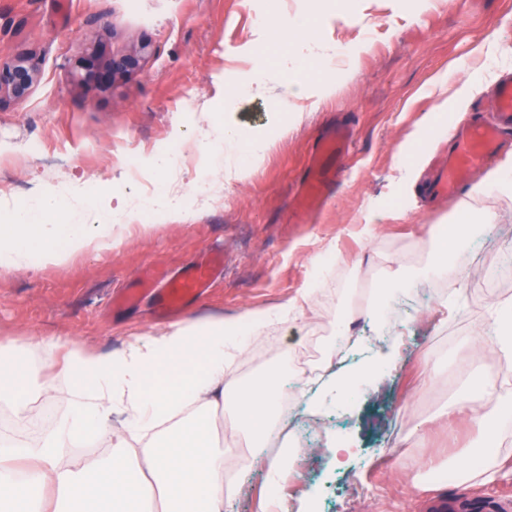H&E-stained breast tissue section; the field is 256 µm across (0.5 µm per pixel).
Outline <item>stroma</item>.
<instances>
[{
  "label": "stroma",
  "mask_w": 512,
  "mask_h": 512,
  "mask_svg": "<svg viewBox=\"0 0 512 512\" xmlns=\"http://www.w3.org/2000/svg\"><path fill=\"white\" fill-rule=\"evenodd\" d=\"M259 13L313 22L329 42L368 46L357 74L301 101L300 119L283 136L274 133L283 118L267 98L227 95L231 84L250 79L260 54L279 60L269 32L254 23ZM99 39L116 53L146 41L153 53L114 88L89 90L73 69ZM483 47L512 70V0H347L342 9L336 0H0V59L33 51L40 62L28 97L0 106V220L7 204L28 201L40 182L67 196L108 182L146 200L173 181L186 212L162 220L147 208L114 248L0 273V339L66 336L105 352L159 332L169 322L156 316L152 299L116 310V296L148 266L176 272L214 251L224 268L181 317L229 318L319 290L296 324L261 332L270 354L236 361L235 372L251 379L290 351L322 349L342 295L362 272L382 279L402 265L416 274L434 257L429 225L487 212L493 220L464 245L468 273L449 298L425 302L422 280L394 287L385 297L401 313L392 337L379 339L367 319L354 323L352 335L375 337L398 361L384 370L381 393L362 385L324 406L312 426L314 450L287 492L292 502L309 496L315 512H426L438 499L512 493V429L481 437L459 420L421 437L426 420L446 412L457 392L496 379L504 364L477 339L489 329L491 305L512 302V287L487 293L478 283L512 255V195L429 196L425 185L436 157L452 148L448 138L419 150L413 187L396 182L400 146L439 98L483 65ZM225 117L244 134L275 136L260 160L237 155L242 173L233 180L223 176V159L200 152L206 132ZM340 122L351 124L353 138L337 183L319 208L298 213L310 157ZM32 142L41 153L27 152ZM163 152L170 167L160 175L151 161ZM201 181L210 185L204 196L191 189ZM372 209L386 217L367 236ZM329 435L350 442L346 466L321 456ZM485 445L497 448L504 468L486 483L461 477L457 455ZM265 479V465H252L224 512H259Z\"/></svg>",
  "instance_id": "obj_1"
}]
</instances>
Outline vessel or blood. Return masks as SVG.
<instances>
[{
	"label": "vessel or blood",
	"mask_w": 512,
	"mask_h": 512,
	"mask_svg": "<svg viewBox=\"0 0 512 512\" xmlns=\"http://www.w3.org/2000/svg\"><path fill=\"white\" fill-rule=\"evenodd\" d=\"M497 112L493 121L477 125L460 135L452 152L439 163L431 180L432 193L443 197H457L466 190V173L484 163L498 148L502 138L512 132V77L501 81L495 91ZM351 141L347 128H336L323 137L313 156L306 185L303 204L307 207L319 205L333 184L336 173L331 160L341 159ZM223 257L218 253L207 254L194 261L188 268L162 280L144 276L137 280L134 288L122 296L125 305H135L142 297H152L157 315L165 317L180 311L187 302L202 296L214 277L223 269Z\"/></svg>",
	"instance_id": "1"
}]
</instances>
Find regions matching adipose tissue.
I'll use <instances>...</instances> for the list:
<instances>
[{
  "label": "adipose tissue",
  "instance_id": "adipose-tissue-1",
  "mask_svg": "<svg viewBox=\"0 0 512 512\" xmlns=\"http://www.w3.org/2000/svg\"><path fill=\"white\" fill-rule=\"evenodd\" d=\"M267 28L274 40L318 60L324 90L354 74L353 65H338L339 47L319 41L311 25L271 20ZM496 77L495 67L483 66L480 81H465L442 99L420 134L400 149L399 162L431 137L450 131V118L467 111L481 82ZM65 203L47 187L12 208L0 225V272L57 264L117 246L142 215L141 206L125 197L106 213L83 198L73 208L75 223H53ZM315 300L316 291L309 288L273 311L175 323L157 335L135 337L116 351H92L58 336H41L33 351L50 356L65 349L64 367L59 377H34L23 384L16 380L12 344L0 340L1 405L20 421L37 400L58 399L66 405L42 441L0 442V512H224V450L213 422L218 390L231 393L234 426L261 448L279 423L282 392L305 400L314 414L326 397L342 399L361 382L379 381L381 370L394 360L371 351L363 362L338 368L313 396L306 393L312 380L303 373L279 369L241 383L230 365L246 356L250 338L270 322L297 319ZM488 397L500 407V425L512 424V389L489 383L460 394L450 413L488 431L490 423L480 411ZM91 441L104 448L103 456L89 461L71 457V449ZM296 460L284 450L268 461L263 512H290L283 489L296 476Z\"/></svg>",
  "mask_w": 512,
  "mask_h": 512
}]
</instances>
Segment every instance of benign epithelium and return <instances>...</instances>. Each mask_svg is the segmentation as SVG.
<instances>
[{"label": "benign epithelium", "instance_id": "obj_1", "mask_svg": "<svg viewBox=\"0 0 512 512\" xmlns=\"http://www.w3.org/2000/svg\"><path fill=\"white\" fill-rule=\"evenodd\" d=\"M151 56L147 42L131 46L121 54H110L101 44L89 47L76 63V77L83 86L105 91L131 73L140 70ZM39 78V65L26 54L0 61V102L24 100Z\"/></svg>", "mask_w": 512, "mask_h": 512}]
</instances>
